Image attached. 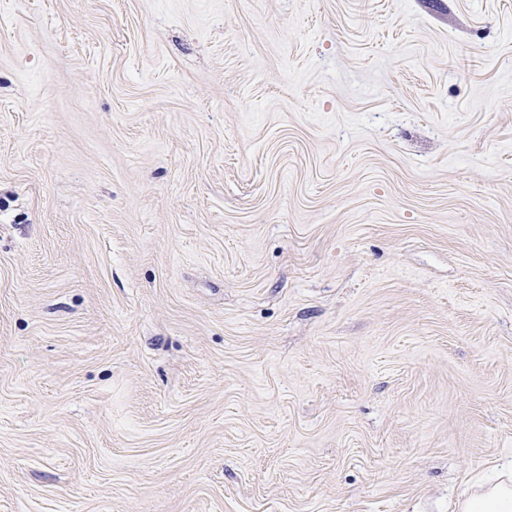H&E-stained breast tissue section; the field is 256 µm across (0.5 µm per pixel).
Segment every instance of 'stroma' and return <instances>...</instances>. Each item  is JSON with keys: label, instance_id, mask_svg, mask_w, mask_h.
<instances>
[{"label": "stroma", "instance_id": "obj_1", "mask_svg": "<svg viewBox=\"0 0 512 512\" xmlns=\"http://www.w3.org/2000/svg\"><path fill=\"white\" fill-rule=\"evenodd\" d=\"M500 468L512 0H0V512Z\"/></svg>", "mask_w": 512, "mask_h": 512}]
</instances>
